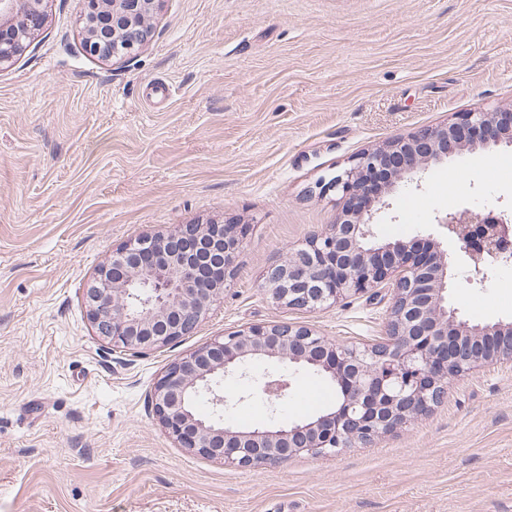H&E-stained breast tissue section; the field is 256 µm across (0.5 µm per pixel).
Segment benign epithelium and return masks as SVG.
Masks as SVG:
<instances>
[{"label": "benign epithelium", "mask_w": 512, "mask_h": 512, "mask_svg": "<svg viewBox=\"0 0 512 512\" xmlns=\"http://www.w3.org/2000/svg\"><path fill=\"white\" fill-rule=\"evenodd\" d=\"M164 0H84L80 15L86 52L104 59L137 52L151 37V18ZM45 0H0V70L39 36ZM512 149L511 112H462L453 122L421 127L366 150L324 183L339 195L336 222L299 249L271 261L262 285L291 309L315 311L373 289L391 287L384 336L340 344L307 324L273 321L217 336L170 362L151 393L153 415L182 448L228 466L275 465L294 456L314 459L359 446L428 415L472 371L512 364V320L472 322L448 300L447 254L434 239L422 251L396 240L370 244L372 211L403 183L454 154ZM469 259L466 281L484 286L491 268L512 259V214L492 209L450 211L436 219ZM240 244L235 224H177L143 234L112 253L86 289L96 336L132 357L194 333L223 294ZM311 368L335 383L336 407L309 420L244 428L224 417V382L246 384L238 401L259 395L270 414L288 399L282 371L255 375V362ZM197 398L208 416L191 406Z\"/></svg>", "instance_id": "1"}]
</instances>
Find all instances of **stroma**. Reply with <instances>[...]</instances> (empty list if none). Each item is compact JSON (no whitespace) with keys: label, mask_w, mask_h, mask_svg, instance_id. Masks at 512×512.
Returning <instances> with one entry per match:
<instances>
[{"label":"stroma","mask_w":512,"mask_h":512,"mask_svg":"<svg viewBox=\"0 0 512 512\" xmlns=\"http://www.w3.org/2000/svg\"><path fill=\"white\" fill-rule=\"evenodd\" d=\"M83 0H48L41 36L0 71V512H512V366L370 447L248 469L188 452L150 412L175 358L271 321L382 335L386 286L314 313L277 305L270 261L336 220L320 182L357 154L458 113L512 108V0H165L134 55H88ZM375 214L376 242L430 237L450 300L512 319V262L485 287L436 216L512 209V151L453 155ZM243 230L224 294L195 333L131 357L94 333L84 292L123 242L176 224ZM336 390L294 375L269 416L300 421Z\"/></svg>","instance_id":"1"}]
</instances>
